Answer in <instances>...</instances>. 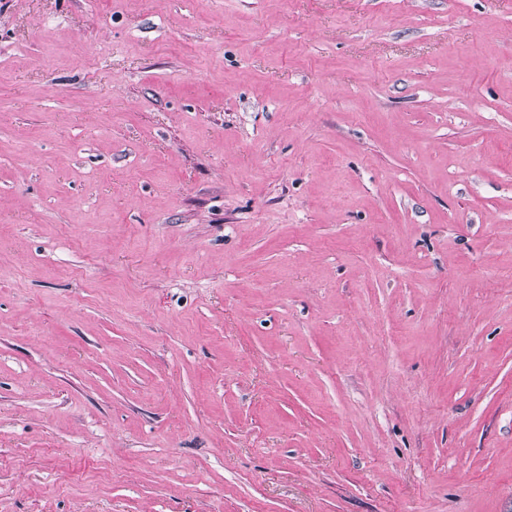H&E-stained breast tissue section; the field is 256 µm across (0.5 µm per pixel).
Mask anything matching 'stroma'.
I'll use <instances>...</instances> for the list:
<instances>
[{
    "instance_id": "stroma-1",
    "label": "stroma",
    "mask_w": 512,
    "mask_h": 512,
    "mask_svg": "<svg viewBox=\"0 0 512 512\" xmlns=\"http://www.w3.org/2000/svg\"><path fill=\"white\" fill-rule=\"evenodd\" d=\"M0 512H512V0H0Z\"/></svg>"
}]
</instances>
